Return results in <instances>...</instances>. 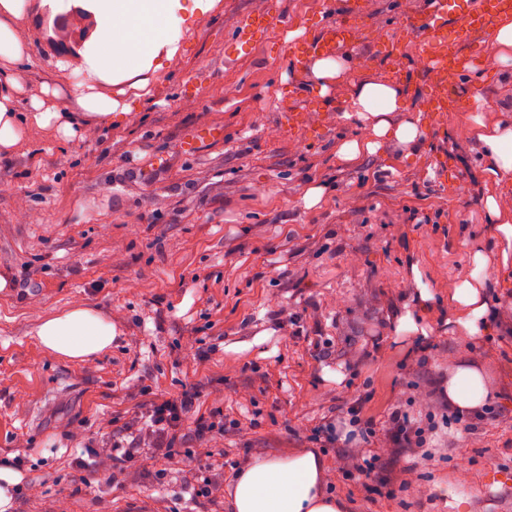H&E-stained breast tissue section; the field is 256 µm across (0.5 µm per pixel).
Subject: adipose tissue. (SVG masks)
Segmentation results:
<instances>
[{
    "mask_svg": "<svg viewBox=\"0 0 512 512\" xmlns=\"http://www.w3.org/2000/svg\"><path fill=\"white\" fill-rule=\"evenodd\" d=\"M218 0H0V161L11 157L25 133L48 129L64 140L78 136L74 119L52 105L58 89L43 87L29 93L18 73L32 59L30 47L18 35L20 25L33 14H84L93 27L77 48L76 79L67 93L90 118L126 119L137 111L146 94L148 75L171 69L179 57L185 34L207 19ZM118 85L122 99L103 92ZM408 109V90L402 80L354 84L342 117L358 122L363 133L336 146L337 159L359 164L377 152L382 142L407 146L423 136L412 120L395 121ZM470 132L485 155V170L495 183L512 181V121L486 124L471 118ZM491 219L487 231L491 252L476 250L468 258L467 278L448 290L444 320L453 336L479 340L492 334L497 312L487 290L500 269L512 267V218L503 214L497 196L484 200ZM415 288L413 304L394 316L396 335L424 333L419 315L433 298L418 262H411ZM39 343L72 360H90L111 349L117 336L112 322L97 309L79 303L66 312L41 320L34 329ZM449 403L466 414L481 411L491 400L485 375L474 361L460 359L448 369ZM230 512H342L343 504L325 488L323 453L306 448L287 458H265L237 473L228 497Z\"/></svg>",
    "mask_w": 512,
    "mask_h": 512,
    "instance_id": "1",
    "label": "adipose tissue"
}]
</instances>
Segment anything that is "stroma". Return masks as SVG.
I'll return each instance as SVG.
<instances>
[{"instance_id":"obj_1","label":"stroma","mask_w":512,"mask_h":512,"mask_svg":"<svg viewBox=\"0 0 512 512\" xmlns=\"http://www.w3.org/2000/svg\"><path fill=\"white\" fill-rule=\"evenodd\" d=\"M425 8L361 0L354 25L366 36L331 90L339 109L355 82L407 80L409 110L395 118H420L417 147L386 141L345 166L335 147L359 125L292 92L288 35L312 37L326 0H219L130 122L89 119L86 136L69 141L35 129L0 162V276L10 282L0 290V460L25 449L29 485L10 512H229L226 498L186 493L205 464L223 465L229 483L238 459L300 448L322 449L344 512H512V334L474 341L442 326L468 254L489 245L483 199L498 195L512 215V184L485 177L483 149L467 135L470 114L512 119V67L478 40L465 54L482 76L459 85L447 111H425L402 29ZM260 11L283 24L237 40L240 21ZM51 26H21L32 50L21 78L34 94L46 83L64 92L74 78L70 56L44 50ZM205 125L223 138L182 151ZM315 183L325 197L308 209L302 195ZM412 260L436 302L422 314L429 336L399 339L390 317L414 293ZM77 303L118 331L91 361L64 359L34 334ZM463 356L483 366L494 416L439 427L425 459L378 447L374 473L344 479L340 456L378 446L394 409L423 418ZM328 368L343 382L326 380ZM186 389L221 411L223 434L185 428L163 473L147 457L134 473L113 469L102 439L128 441L155 395ZM352 405L369 436L326 443L318 426Z\"/></svg>"}]
</instances>
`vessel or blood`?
I'll return each mask as SVG.
<instances>
[{"mask_svg": "<svg viewBox=\"0 0 512 512\" xmlns=\"http://www.w3.org/2000/svg\"><path fill=\"white\" fill-rule=\"evenodd\" d=\"M512 17V0H428L424 14L404 20L429 65L428 109L447 107L457 80L449 79V65L457 64L461 49L474 37L491 36L502 20ZM356 47L348 21H325L316 36L293 46L294 68L311 59L348 52Z\"/></svg>", "mask_w": 512, "mask_h": 512, "instance_id": "1", "label": "vessel or blood"}]
</instances>
